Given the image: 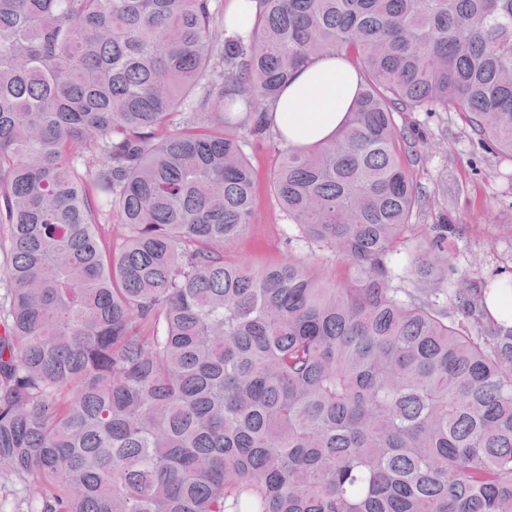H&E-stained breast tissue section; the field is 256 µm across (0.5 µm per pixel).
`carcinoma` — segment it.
<instances>
[{
  "mask_svg": "<svg viewBox=\"0 0 512 512\" xmlns=\"http://www.w3.org/2000/svg\"><path fill=\"white\" fill-rule=\"evenodd\" d=\"M0 0V473L32 512H512V329L448 293V225L389 260L418 189L401 112H461L512 158V0ZM359 85L270 190L353 264L224 249L245 147L302 67ZM229 1V2H228ZM224 0V21L230 32L240 36L250 34L259 10L257 0ZM228 2V3H227ZM227 3V4H226Z\"/></svg>",
  "mask_w": 512,
  "mask_h": 512,
  "instance_id": "cac0c4a2",
  "label": "carcinoma"
}]
</instances>
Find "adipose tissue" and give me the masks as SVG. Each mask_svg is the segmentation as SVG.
Segmentation results:
<instances>
[{"instance_id":"1","label":"adipose tissue","mask_w":512,"mask_h":512,"mask_svg":"<svg viewBox=\"0 0 512 512\" xmlns=\"http://www.w3.org/2000/svg\"><path fill=\"white\" fill-rule=\"evenodd\" d=\"M359 83L358 73L346 60L324 56L297 71L269 103L267 120L290 146L320 143L344 125Z\"/></svg>"}]
</instances>
